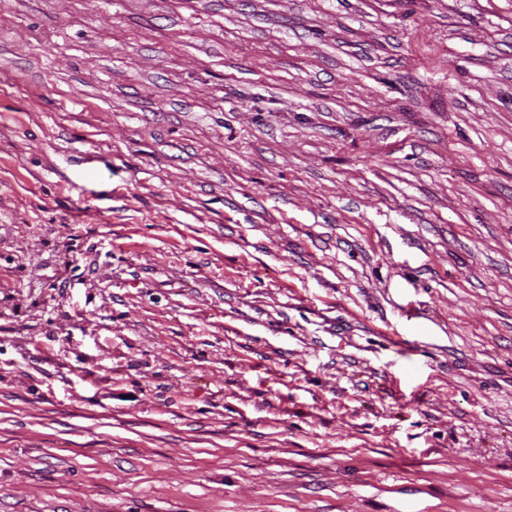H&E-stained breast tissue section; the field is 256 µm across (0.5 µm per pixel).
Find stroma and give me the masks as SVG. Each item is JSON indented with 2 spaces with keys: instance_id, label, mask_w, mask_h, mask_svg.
<instances>
[{
  "instance_id": "1",
  "label": "stroma",
  "mask_w": 512,
  "mask_h": 512,
  "mask_svg": "<svg viewBox=\"0 0 512 512\" xmlns=\"http://www.w3.org/2000/svg\"><path fill=\"white\" fill-rule=\"evenodd\" d=\"M0 512H512V0H0Z\"/></svg>"
}]
</instances>
